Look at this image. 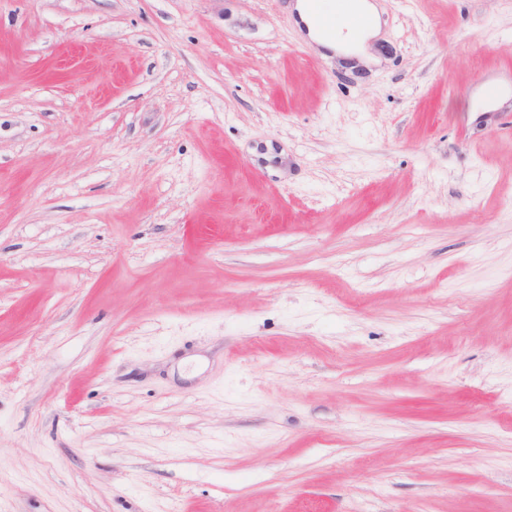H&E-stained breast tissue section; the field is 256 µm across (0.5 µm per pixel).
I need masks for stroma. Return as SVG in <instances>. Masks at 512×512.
I'll use <instances>...</instances> for the list:
<instances>
[{
    "instance_id": "35a3bbf8",
    "label": "stroma",
    "mask_w": 512,
    "mask_h": 512,
    "mask_svg": "<svg viewBox=\"0 0 512 512\" xmlns=\"http://www.w3.org/2000/svg\"><path fill=\"white\" fill-rule=\"evenodd\" d=\"M0 0V512H512V0ZM349 10L368 17L363 27L343 26L334 34L326 33L320 22L309 11L307 0H297L294 10L306 30L307 37L318 46L336 52L353 54L359 52L366 42L374 38L380 28V19L375 6L368 0H357L349 4Z\"/></svg>"
}]
</instances>
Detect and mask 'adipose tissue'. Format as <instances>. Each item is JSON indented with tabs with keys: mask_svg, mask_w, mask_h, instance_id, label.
Returning a JSON list of instances; mask_svg holds the SVG:
<instances>
[{
	"mask_svg": "<svg viewBox=\"0 0 512 512\" xmlns=\"http://www.w3.org/2000/svg\"><path fill=\"white\" fill-rule=\"evenodd\" d=\"M294 9L308 38L318 46L336 52L353 54L359 52L366 42L374 38L380 28V19L371 0H351L352 13L367 16L368 22L362 27L343 26L336 33H326L320 22L309 11L307 0H296Z\"/></svg>",
	"mask_w": 512,
	"mask_h": 512,
	"instance_id": "adipose-tissue-1",
	"label": "adipose tissue"
}]
</instances>
